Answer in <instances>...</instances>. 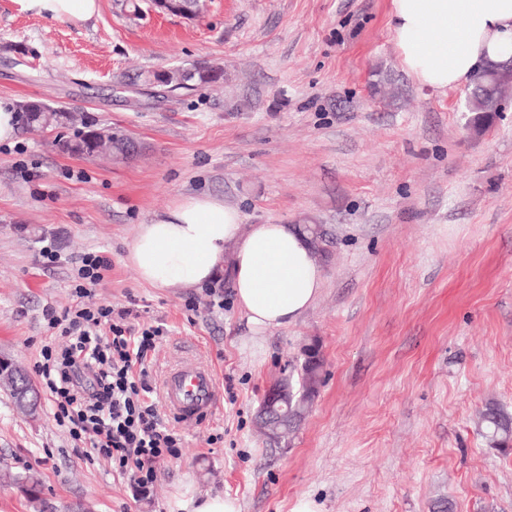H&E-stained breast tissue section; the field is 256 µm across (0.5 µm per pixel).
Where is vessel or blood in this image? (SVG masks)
I'll list each match as a JSON object with an SVG mask.
<instances>
[{
  "instance_id": "b4317fda",
  "label": "vessel or blood",
  "mask_w": 512,
  "mask_h": 512,
  "mask_svg": "<svg viewBox=\"0 0 512 512\" xmlns=\"http://www.w3.org/2000/svg\"><path fill=\"white\" fill-rule=\"evenodd\" d=\"M162 393L172 414L184 422L207 419L219 404L214 372L194 362L171 372L163 382Z\"/></svg>"
}]
</instances>
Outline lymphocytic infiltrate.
I'll use <instances>...</instances> for the list:
<instances>
[{
  "label": "lymphocytic infiltrate",
  "mask_w": 512,
  "mask_h": 512,
  "mask_svg": "<svg viewBox=\"0 0 512 512\" xmlns=\"http://www.w3.org/2000/svg\"><path fill=\"white\" fill-rule=\"evenodd\" d=\"M111 267L100 252L78 258L72 275L78 303L63 316L48 314L49 328L59 329L63 343L42 347L36 373L59 425L146 489L156 482L159 464L180 455L182 439L149 401L144 364L160 328L129 326L93 300Z\"/></svg>",
  "instance_id": "1"
}]
</instances>
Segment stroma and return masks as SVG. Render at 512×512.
<instances>
[{"instance_id": "obj_1", "label": "stroma", "mask_w": 512, "mask_h": 512, "mask_svg": "<svg viewBox=\"0 0 512 512\" xmlns=\"http://www.w3.org/2000/svg\"><path fill=\"white\" fill-rule=\"evenodd\" d=\"M98 0L83 22L0 0V100L80 113L139 145L136 157H75L57 129L0 142V358L34 374L56 342L47 310L74 307L71 268L101 252L97 303L162 326L147 358L152 401L195 359L221 394L148 492L76 449L46 391L29 418L0 388V464L36 472L45 512H172L193 495L242 512H512V447L476 420L512 411V90L482 131L468 87L434 94L402 68L390 0H207L188 19ZM206 63L224 80L156 95L142 74ZM82 178H75V171ZM220 197L248 224H318L324 285L295 323L255 337L229 271L158 289L126 255L136 225L177 200ZM59 254L45 265L44 247ZM318 342L324 381L286 449L254 415L268 387ZM223 440L212 443L213 435Z\"/></svg>"}]
</instances>
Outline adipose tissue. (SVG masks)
I'll return each instance as SVG.
<instances>
[{
  "mask_svg": "<svg viewBox=\"0 0 512 512\" xmlns=\"http://www.w3.org/2000/svg\"><path fill=\"white\" fill-rule=\"evenodd\" d=\"M21 10L81 22L97 0H15ZM391 30L404 70L436 94L467 85L512 56V0H391ZM232 259L235 300L255 332L294 323L320 293L325 269L296 224H244L210 195L176 201L137 225L126 260L154 288H195Z\"/></svg>",
  "mask_w": 512,
  "mask_h": 512,
  "instance_id": "ef3b65f1",
  "label": "adipose tissue"
}]
</instances>
